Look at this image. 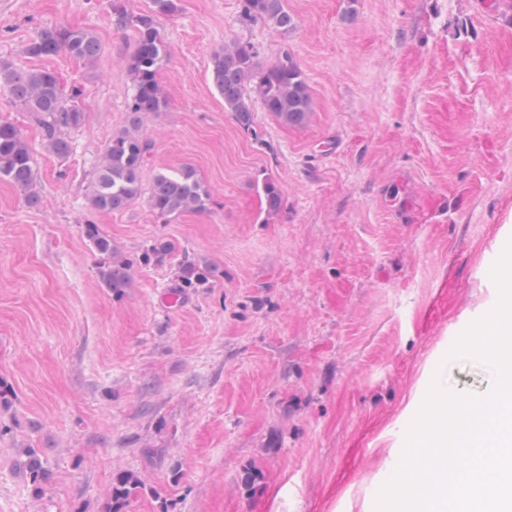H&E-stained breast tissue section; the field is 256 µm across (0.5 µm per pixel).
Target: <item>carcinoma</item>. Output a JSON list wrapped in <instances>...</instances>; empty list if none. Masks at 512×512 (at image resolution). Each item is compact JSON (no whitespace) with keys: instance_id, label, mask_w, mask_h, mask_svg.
<instances>
[{"instance_id":"obj_1","label":"carcinoma","mask_w":512,"mask_h":512,"mask_svg":"<svg viewBox=\"0 0 512 512\" xmlns=\"http://www.w3.org/2000/svg\"><path fill=\"white\" fill-rule=\"evenodd\" d=\"M178 11V0H153V9L131 14L121 4L112 6L115 26L132 29L135 35L133 52L126 59L131 79L128 102V126L112 135L103 152V162L94 172L90 184L89 204L98 211L117 212L129 208L142 195L141 172L149 159L152 143L141 133L143 117L165 109V95L158 82V73L167 61V50L156 23L159 14ZM242 15L261 21L282 34L294 25V18L285 7V0H243ZM31 57H52L64 53L92 65L102 55V44L96 34L85 28L71 26L45 27L27 44ZM212 81L224 98V107L245 132L253 124L252 95H257L266 111L291 125H302L311 112V96L304 72L292 54L285 52L277 60L261 66L258 51L250 43L234 42L224 46L211 58ZM0 89L6 90L13 102L27 112L42 130L48 148L59 156L70 152L67 131L80 127L86 112L78 104L80 90L65 92L56 72L48 69H21L0 60ZM7 179L25 196L32 207L40 205L34 189L33 160L21 130L12 123L0 121V178ZM267 214H275L283 205L278 184L267 177L262 181ZM210 193L195 171L184 166L171 174L155 175L148 204L157 217L169 221L184 212L207 209ZM84 236L105 261L98 267L104 287L116 295L129 287L134 262L120 259L112 239L97 224L84 225ZM174 251L168 241L150 245L140 262L162 264ZM214 265L184 255L176 271L181 289L205 288L220 276ZM20 467L30 484L39 489L47 482V469L38 449H24ZM145 489L138 476L121 472L112 482L111 512H125L130 499Z\"/></svg>"}]
</instances>
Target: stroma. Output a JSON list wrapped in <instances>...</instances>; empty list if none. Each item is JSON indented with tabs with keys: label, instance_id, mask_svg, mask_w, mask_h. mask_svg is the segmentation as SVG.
<instances>
[{
	"label": "stroma",
	"instance_id": "obj_1",
	"mask_svg": "<svg viewBox=\"0 0 512 512\" xmlns=\"http://www.w3.org/2000/svg\"><path fill=\"white\" fill-rule=\"evenodd\" d=\"M113 0H0V59L49 68L87 114L49 152L0 91V120L30 149L39 207L0 181V512H108L112 478L144 482L126 512H361L408 423L405 409L457 338L498 299L487 276L512 237V11L475 0H286L288 34L242 19V0H178L157 23L169 51L164 111L141 132V174L190 166L211 201L166 222L146 199L90 207L88 186L127 124L132 30ZM93 30L103 55L32 58L38 30ZM261 65L290 52L312 108L291 126L253 103L241 131L211 78L224 45ZM283 207L267 214L263 178ZM138 265L122 295L97 276L82 228ZM217 266L175 288L183 253ZM452 284L444 328L416 315ZM43 451L35 491L19 451Z\"/></svg>",
	"mask_w": 512,
	"mask_h": 512
}]
</instances>
